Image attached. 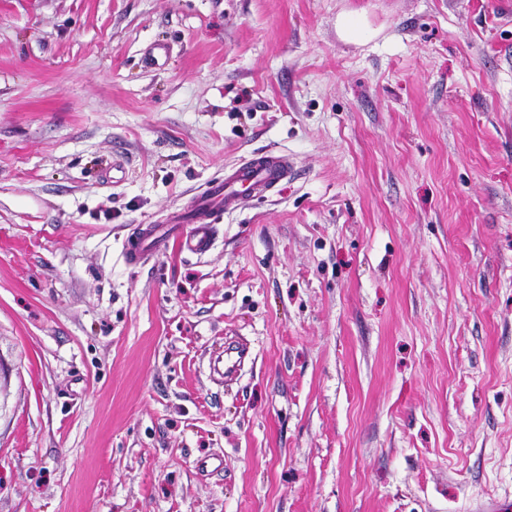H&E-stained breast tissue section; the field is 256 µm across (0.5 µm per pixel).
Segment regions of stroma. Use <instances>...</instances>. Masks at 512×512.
<instances>
[{
  "instance_id": "stroma-1",
  "label": "stroma",
  "mask_w": 512,
  "mask_h": 512,
  "mask_svg": "<svg viewBox=\"0 0 512 512\" xmlns=\"http://www.w3.org/2000/svg\"><path fill=\"white\" fill-rule=\"evenodd\" d=\"M266 152L290 176L208 252L126 264ZM487 498L512 502V0H0V512ZM249 355L247 344L239 341H230L225 344L224 352L215 357L213 373L220 379H232Z\"/></svg>"
}]
</instances>
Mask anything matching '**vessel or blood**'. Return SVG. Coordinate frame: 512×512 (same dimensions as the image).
Masks as SVG:
<instances>
[{
  "instance_id": "obj_1",
  "label": "vessel or blood",
  "mask_w": 512,
  "mask_h": 512,
  "mask_svg": "<svg viewBox=\"0 0 512 512\" xmlns=\"http://www.w3.org/2000/svg\"><path fill=\"white\" fill-rule=\"evenodd\" d=\"M291 164L287 157L274 153L255 156L212 184L188 212L177 211L164 223L146 224L129 234L125 241V258L136 266L149 257L161 254L171 237H179L183 251L201 255L214 242L213 217L221 211L241 207L246 201L264 196L279 182L287 179ZM249 355L247 344L231 341L213 361L212 370L219 378H233Z\"/></svg>"
}]
</instances>
